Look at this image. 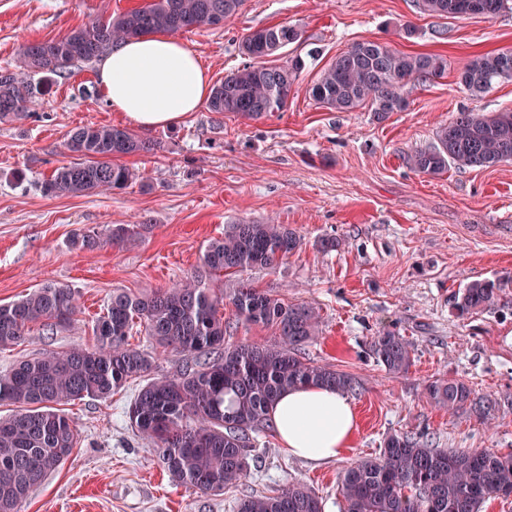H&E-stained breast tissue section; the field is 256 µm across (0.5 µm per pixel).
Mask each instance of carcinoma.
I'll use <instances>...</instances> for the list:
<instances>
[{"instance_id":"cac0c4a2","label":"carcinoma","mask_w":512,"mask_h":512,"mask_svg":"<svg viewBox=\"0 0 512 512\" xmlns=\"http://www.w3.org/2000/svg\"><path fill=\"white\" fill-rule=\"evenodd\" d=\"M244 0H151L44 42L25 41L17 51L15 72L0 69V120L29 116L41 89L23 73L66 75L91 64L121 42L149 33L190 31L224 24L241 11ZM508 0H417L430 16L492 18ZM299 39L288 25L249 32L241 41L248 58L243 67L212 88L208 108L217 114L260 119L282 111L304 68L299 56L283 65L267 58ZM447 69L438 55L409 54L377 41L351 46L322 71L309 89L319 105L337 112L368 106L377 119L407 107L404 88L439 78ZM512 80V52L478 56L466 63L459 84L472 97ZM160 147L125 127L83 125L64 142L77 161L62 164L41 184L48 195L124 190L136 179L125 155ZM512 160V111L492 114L461 111L436 134L435 142L411 157V167L439 175L451 166L489 168ZM147 224H114L102 231L75 234L80 250L135 242ZM302 238L286 224L239 220L224 225V235L208 241L201 266L149 294L114 289L106 312L94 325L88 348L41 353L0 372V403L15 406L0 418V512H17L31 491L70 456L78 433L57 409L60 404L107 398L129 381L147 378L128 407L134 428L153 444L172 482L204 495H218L247 477L253 434L265 429L269 411L285 391L298 386H329L347 394L360 387L351 374L306 357L320 334L316 307L286 303L269 291L240 280L224 291L210 282L255 268L275 270L302 249ZM506 284L475 280L454 296L459 315L499 304ZM235 317L274 328L271 343H226L224 301ZM77 313L75 291L50 283L0 305V350L26 339L34 326L46 331L69 327ZM163 351L189 353L195 361L172 375L149 377L154 353L128 344L135 324ZM375 362L395 376L413 364L411 344L384 332L370 343ZM429 402L450 414L465 411L489 425L498 399L483 395L460 379L439 378L425 386ZM344 512H482L491 498L512 497V452L489 448H433L422 434H391L378 456L355 462L340 475ZM237 512H323L322 498L305 483L292 481L270 495L246 496Z\"/></svg>"}]
</instances>
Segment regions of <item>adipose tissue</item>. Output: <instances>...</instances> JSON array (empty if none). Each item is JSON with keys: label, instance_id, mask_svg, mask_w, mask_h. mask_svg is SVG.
<instances>
[{"label": "adipose tissue", "instance_id": "ef3b65f1", "mask_svg": "<svg viewBox=\"0 0 512 512\" xmlns=\"http://www.w3.org/2000/svg\"><path fill=\"white\" fill-rule=\"evenodd\" d=\"M97 82L113 111L143 129L181 121L211 94L199 57L179 40L161 33L113 47L98 66ZM270 417L288 453L312 461L337 458L355 429L348 399L324 386L284 392Z\"/></svg>", "mask_w": 512, "mask_h": 512}]
</instances>
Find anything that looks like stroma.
Returning <instances> with one entry per match:
<instances>
[{
    "label": "stroma",
    "mask_w": 512,
    "mask_h": 512,
    "mask_svg": "<svg viewBox=\"0 0 512 512\" xmlns=\"http://www.w3.org/2000/svg\"><path fill=\"white\" fill-rule=\"evenodd\" d=\"M146 0H0V67H14L19 44L61 38L98 18ZM287 24L300 33L270 64L303 55L306 67L283 111L247 120L200 106L166 128L139 130L159 150L122 157L139 181L122 191L51 196L40 189L69 162L66 134L92 124L127 126L99 96L94 65L55 78L31 118L0 120V304L48 283L74 289L71 327L33 329L0 371L25 356L94 343L93 326L113 289L147 294L200 263L210 239L238 220L286 224L303 238L300 252L275 270L245 280L288 303H308L321 333L306 354L357 377L349 394L357 423L340 458L314 462L288 454L277 434L255 436L250 475L224 494L175 484L150 440L131 427L132 382L106 399L62 405L79 439L70 457L22 502L19 512H236L239 498L268 494L287 481L313 487L323 512H343L339 475L378 456L386 436L423 432L435 448L512 452V407L486 426L465 413L430 405L425 385L460 378L477 392L512 400V288L488 310L458 316L453 296L475 280L512 278V161L490 168L415 172L411 154L431 145L458 112L512 110V80L472 97L458 83L469 59L512 51V10L495 18L434 17L415 0H245L218 27L178 33L211 81L243 66L239 46L257 28ZM374 40L448 62L443 77L408 85V107L377 119L368 109L336 112L308 90L353 44ZM145 224L137 242L72 248L75 230ZM336 238V250L316 243ZM389 331L414 349L403 376L369 355Z\"/></svg>",
    "instance_id": "obj_1"
}]
</instances>
